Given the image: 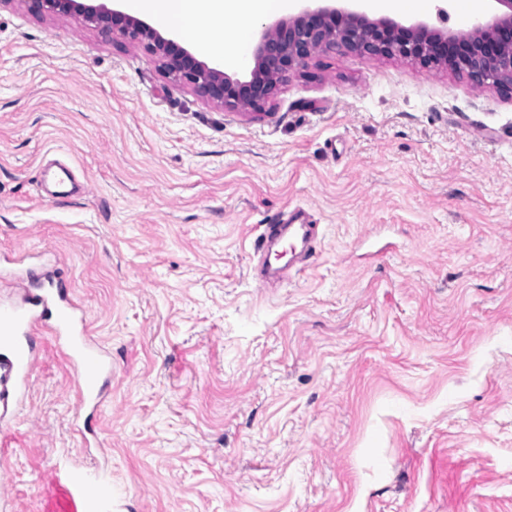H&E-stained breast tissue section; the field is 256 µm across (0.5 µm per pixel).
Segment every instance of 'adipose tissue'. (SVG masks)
<instances>
[{"instance_id":"ef3b65f1","label":"adipose tissue","mask_w":512,"mask_h":512,"mask_svg":"<svg viewBox=\"0 0 512 512\" xmlns=\"http://www.w3.org/2000/svg\"><path fill=\"white\" fill-rule=\"evenodd\" d=\"M294 7L295 0H126L128 12L176 29L198 53L220 51L231 68L249 65L254 23Z\"/></svg>"}]
</instances>
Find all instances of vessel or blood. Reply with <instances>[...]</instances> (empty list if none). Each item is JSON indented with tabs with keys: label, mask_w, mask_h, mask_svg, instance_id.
Segmentation results:
<instances>
[{
	"label": "vessel or blood",
	"mask_w": 512,
	"mask_h": 512,
	"mask_svg": "<svg viewBox=\"0 0 512 512\" xmlns=\"http://www.w3.org/2000/svg\"><path fill=\"white\" fill-rule=\"evenodd\" d=\"M42 178L54 183L53 198L59 202L70 199V187L77 182L71 167L58 159L44 165ZM319 235L315 224L279 220L266 225L254 248L257 284L285 279L290 272L306 268ZM16 286L18 298L0 303V433L8 434L13 426L5 409L18 402L29 385L37 359L33 337L43 328L55 336L69 364L80 410L95 414L103 401L100 382L111 372L112 363L90 336L79 308L57 286L35 290L21 279ZM103 484L99 477L80 478L77 494L68 499L63 512H102L105 498L99 489Z\"/></svg>",
	"instance_id": "1"
}]
</instances>
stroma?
Listing matches in <instances>:
<instances>
[{
	"label": "stroma",
	"instance_id": "35a3bbf8",
	"mask_svg": "<svg viewBox=\"0 0 512 512\" xmlns=\"http://www.w3.org/2000/svg\"><path fill=\"white\" fill-rule=\"evenodd\" d=\"M86 181L42 196L46 157ZM322 235L276 288L264 224ZM0 263L62 280L112 362L85 448L49 334L0 440L14 512L100 468L112 512H512V99L398 56L316 55L264 112L142 47L0 5Z\"/></svg>",
	"mask_w": 512,
	"mask_h": 512
}]
</instances>
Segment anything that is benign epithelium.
I'll list each match as a JSON object with an SVG mask.
<instances>
[{"instance_id": "obj_1", "label": "benign epithelium", "mask_w": 512, "mask_h": 512, "mask_svg": "<svg viewBox=\"0 0 512 512\" xmlns=\"http://www.w3.org/2000/svg\"><path fill=\"white\" fill-rule=\"evenodd\" d=\"M490 8L474 17L466 30L425 22L402 25L371 18L363 9L307 5L297 14L264 25L254 52V66L244 79L198 60L173 38L146 22L83 0H26L36 13L80 17L141 45L168 75L187 83L207 99L229 109H263L278 83L307 66L321 51H353L410 58L425 68H444L463 76L476 90L497 89L512 98V0H488Z\"/></svg>"}]
</instances>
